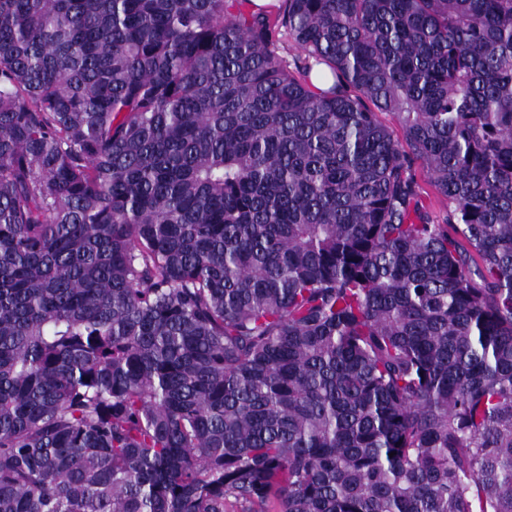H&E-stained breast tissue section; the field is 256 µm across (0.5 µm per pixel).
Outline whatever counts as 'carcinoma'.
<instances>
[{
	"label": "carcinoma",
	"mask_w": 512,
	"mask_h": 512,
	"mask_svg": "<svg viewBox=\"0 0 512 512\" xmlns=\"http://www.w3.org/2000/svg\"><path fill=\"white\" fill-rule=\"evenodd\" d=\"M242 2L0 0V512H512V0ZM414 173L418 183L422 188V205L433 216L441 219L445 213V210L447 209L448 202L429 184L426 171L423 169L419 162H417L414 166Z\"/></svg>",
	"instance_id": "obj_1"
}]
</instances>
